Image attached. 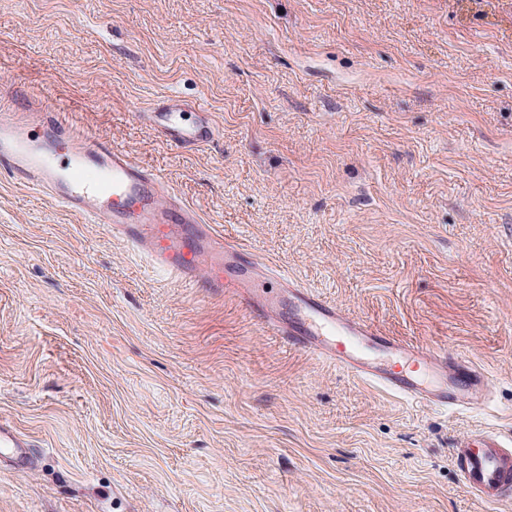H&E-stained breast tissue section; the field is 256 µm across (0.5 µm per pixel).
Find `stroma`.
<instances>
[{"label":"stroma","mask_w":512,"mask_h":512,"mask_svg":"<svg viewBox=\"0 0 512 512\" xmlns=\"http://www.w3.org/2000/svg\"><path fill=\"white\" fill-rule=\"evenodd\" d=\"M63 100L218 234L486 375L403 399L262 333L0 169V512H512V0H0V83ZM175 97L214 140L171 147ZM455 458L465 486L485 504L507 501L512 491V448L495 435H467L456 442Z\"/></svg>","instance_id":"1"}]
</instances>
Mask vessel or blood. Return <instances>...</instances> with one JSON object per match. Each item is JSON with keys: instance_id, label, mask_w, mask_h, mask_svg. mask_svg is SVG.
I'll list each match as a JSON object with an SVG mask.
<instances>
[{"instance_id": "b4317fda", "label": "vessel or blood", "mask_w": 512, "mask_h": 512, "mask_svg": "<svg viewBox=\"0 0 512 512\" xmlns=\"http://www.w3.org/2000/svg\"><path fill=\"white\" fill-rule=\"evenodd\" d=\"M14 94L12 87L0 86V168L16 182L141 247L156 268L184 281L207 270L210 288L234 290L264 332L291 347L411 401L454 409L478 406L473 390L483 385L482 375L447 349H424L381 335L294 284L288 287L293 320L275 317L270 299L239 271L255 264V254L214 235L189 207L161 206L163 176L77 124L44 94H27L24 109L2 106V99ZM186 108L181 100H169L154 130L166 142L193 150L211 142L214 130L203 122L183 123ZM455 458L463 484L482 503L505 501L512 491V448L493 434L479 433L457 441Z\"/></svg>"}]
</instances>
